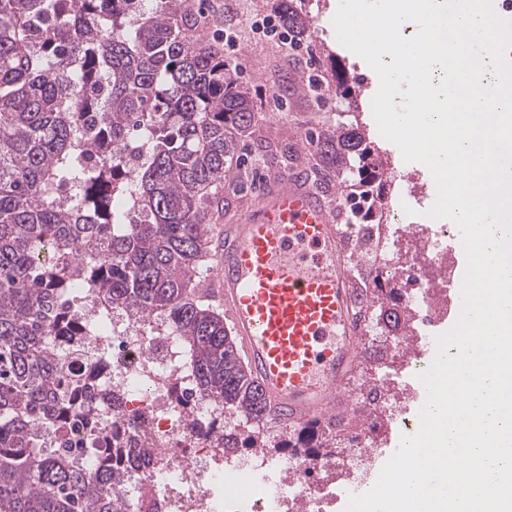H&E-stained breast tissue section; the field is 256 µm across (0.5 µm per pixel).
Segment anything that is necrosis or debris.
<instances>
[{
	"mask_svg": "<svg viewBox=\"0 0 512 512\" xmlns=\"http://www.w3.org/2000/svg\"><path fill=\"white\" fill-rule=\"evenodd\" d=\"M418 193L402 186L379 213L376 224L349 225L351 249L371 240L367 265L356 272L371 286L372 272H392V250L401 223ZM418 239L415 286L406 301L418 316L413 337L391 336L387 344L399 358L406 381L397 392L379 398L370 422L350 415L345 427L351 446L340 465L324 451L277 457L257 449L228 454L222 448L224 404L201 397L188 371L185 340L155 318L112 308L106 332L82 337L78 344L54 340L73 368L85 373L79 402H93L78 433L61 429L53 445L69 440L82 448L94 437L95 467L119 473L117 490L129 512H336L343 496L370 487L372 473L394 433L411 436L420 423L412 407L420 394V376L430 366L432 337L440 325L456 319L453 288L459 250L449 225H415ZM119 390L123 408L113 413L108 398ZM268 471L264 495H248L242 469Z\"/></svg>",
	"mask_w": 512,
	"mask_h": 512,
	"instance_id": "necrosis-or-debris-1",
	"label": "necrosis or debris"
}]
</instances>
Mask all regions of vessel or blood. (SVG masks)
<instances>
[{
    "label": "vessel or blood",
    "mask_w": 512,
    "mask_h": 512,
    "mask_svg": "<svg viewBox=\"0 0 512 512\" xmlns=\"http://www.w3.org/2000/svg\"><path fill=\"white\" fill-rule=\"evenodd\" d=\"M224 311L271 425L328 420L361 357L348 235L305 170L281 172L205 244Z\"/></svg>",
    "instance_id": "vessel-or-blood-1"
}]
</instances>
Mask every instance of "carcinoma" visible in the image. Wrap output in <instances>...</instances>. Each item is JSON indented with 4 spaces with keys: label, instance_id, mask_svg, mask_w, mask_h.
<instances>
[{
    "label": "carcinoma",
    "instance_id": "obj_1",
    "mask_svg": "<svg viewBox=\"0 0 512 512\" xmlns=\"http://www.w3.org/2000/svg\"><path fill=\"white\" fill-rule=\"evenodd\" d=\"M295 41L309 20L298 0H269ZM216 24L186 0H0V512H128L120 477L86 456L42 448L90 408L53 344L79 336L64 305L99 295L135 316H155L183 336L199 394L224 402L248 432L224 429V447L298 452L314 427L272 440L263 393L224 314L201 300L199 278L215 189L240 168L254 101L224 54L188 32ZM143 127L136 168L125 147ZM284 166L286 145L253 139ZM316 157L330 171L356 167L365 190L350 197L367 218L383 201L387 162L359 125L323 132ZM136 196L137 214L125 203ZM370 315L398 333L402 285L373 277Z\"/></svg>",
    "mask_w": 512,
    "mask_h": 512
}]
</instances>
